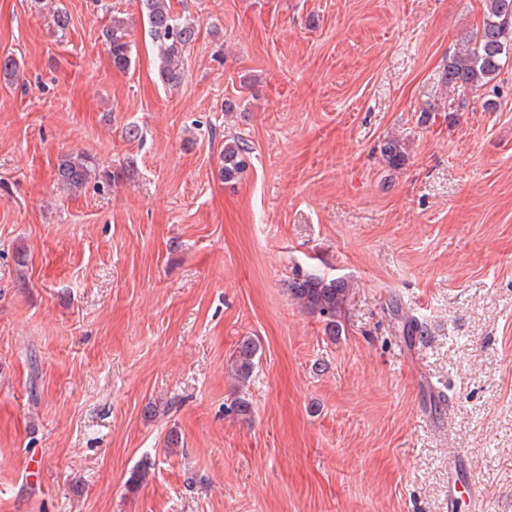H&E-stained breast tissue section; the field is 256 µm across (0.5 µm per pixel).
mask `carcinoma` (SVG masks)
<instances>
[{
  "mask_svg": "<svg viewBox=\"0 0 512 512\" xmlns=\"http://www.w3.org/2000/svg\"><path fill=\"white\" fill-rule=\"evenodd\" d=\"M142 13L148 24V36L157 52V77L164 87L175 89L185 79V57L196 40L197 26L174 16L169 0H140ZM102 45L112 68L125 71L131 66L132 40L129 22L112 16L111 23L102 31ZM512 58V0H483L482 22L476 33L461 40V48L448 57L442 81L464 95L476 93L492 83ZM387 164L395 169L404 166L407 155L404 143L389 138L380 148ZM251 148L237 136L224 140L219 155L218 174L226 183L242 178L249 167ZM125 163L112 169H101L83 153L68 152L60 156L56 168L58 188L76 193L90 182L116 183L128 175ZM351 283L342 278H329L310 273L298 275L288 283L292 299L308 315L325 323V331L336 336L340 319L350 294ZM259 345L251 337H243L230 358L232 376L244 388L253 376L259 359ZM228 410L249 421L252 407L247 393L239 391Z\"/></svg>",
  "mask_w": 512,
  "mask_h": 512,
  "instance_id": "cac0c4a2",
  "label": "carcinoma"
}]
</instances>
